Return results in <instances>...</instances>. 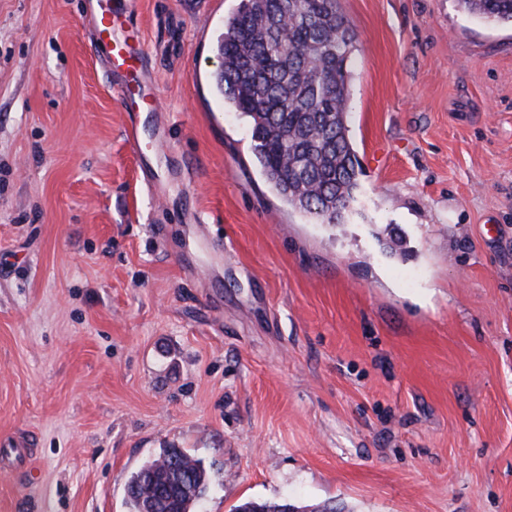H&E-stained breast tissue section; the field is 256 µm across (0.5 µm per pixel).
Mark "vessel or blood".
Returning <instances> with one entry per match:
<instances>
[{"label":"vessel or blood","mask_w":512,"mask_h":512,"mask_svg":"<svg viewBox=\"0 0 512 512\" xmlns=\"http://www.w3.org/2000/svg\"><path fill=\"white\" fill-rule=\"evenodd\" d=\"M117 14L110 10H100L94 20L95 44L104 52V63L112 73V91L121 101L140 96L141 107L150 113L156 109L154 94L143 90L137 71L140 53L127 44L117 32Z\"/></svg>","instance_id":"obj_1"}]
</instances>
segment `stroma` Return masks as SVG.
<instances>
[{"instance_id": "1", "label": "stroma", "mask_w": 512, "mask_h": 512, "mask_svg": "<svg viewBox=\"0 0 512 512\" xmlns=\"http://www.w3.org/2000/svg\"><path fill=\"white\" fill-rule=\"evenodd\" d=\"M119 1L160 99L141 154L93 0H0V512H129L163 448L207 467L204 512H512V26L339 0L333 225L216 93L240 0Z\"/></svg>"}]
</instances>
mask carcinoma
<instances>
[{
    "label": "carcinoma",
    "mask_w": 512,
    "mask_h": 512,
    "mask_svg": "<svg viewBox=\"0 0 512 512\" xmlns=\"http://www.w3.org/2000/svg\"><path fill=\"white\" fill-rule=\"evenodd\" d=\"M494 24L512 23V0H458ZM355 33L338 0H240L218 39L216 87L248 119L267 181L294 209L321 224L350 210L358 161L348 138ZM209 474L178 448H163L127 482L130 512H201ZM246 501L235 512H283Z\"/></svg>",
    "instance_id": "obj_1"
}]
</instances>
